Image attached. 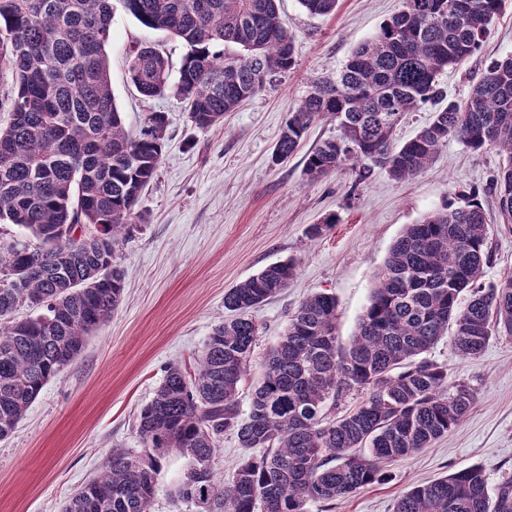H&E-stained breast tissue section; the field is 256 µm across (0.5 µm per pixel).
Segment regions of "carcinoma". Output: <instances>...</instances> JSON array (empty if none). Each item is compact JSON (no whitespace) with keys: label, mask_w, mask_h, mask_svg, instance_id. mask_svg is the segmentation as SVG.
<instances>
[{"label":"carcinoma","mask_w":512,"mask_h":512,"mask_svg":"<svg viewBox=\"0 0 512 512\" xmlns=\"http://www.w3.org/2000/svg\"><path fill=\"white\" fill-rule=\"evenodd\" d=\"M120 2L186 49L174 81L161 50L136 45L130 84L146 98L179 95L200 130L294 68L277 0ZM298 2L329 17L339 0ZM502 4L402 0L335 77L313 85L272 154L286 161L312 123L330 118L338 134L306 156L307 177L348 169L364 181L381 168L405 182L454 137L504 156L490 188L495 213L473 198L406 225L345 347L336 343V298L305 297L245 411L239 390L258 336L248 313L288 287L296 263L275 262L229 289L224 308L236 317L212 329L194 372L167 367L139 414L141 448L112 449L104 473L62 512H151L159 459L172 450L188 460L175 495L197 512H310L388 481L385 464L432 447L460 423L474 393L448 390V369L423 354L449 332L464 358L494 336H512V275L483 282L486 225H512V55L492 60L466 98L436 110L413 138L397 145L394 136L408 113L443 100L438 77L481 49ZM112 10V0H0V70L14 79L10 121L0 128V224L30 236L0 235V275L16 284L0 288V439L119 306L126 274L116 248L163 159L165 114H148L133 135L115 101L106 53ZM21 307L37 315L18 319ZM351 391L365 394L361 404L332 414ZM226 432L264 453L244 457L224 481L213 465ZM394 512H512V476L491 488L480 467L466 468L410 487Z\"/></svg>","instance_id":"cac0c4a2"}]
</instances>
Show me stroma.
Masks as SVG:
<instances>
[{
  "label": "stroma",
  "instance_id": "stroma-1",
  "mask_svg": "<svg viewBox=\"0 0 512 512\" xmlns=\"http://www.w3.org/2000/svg\"><path fill=\"white\" fill-rule=\"evenodd\" d=\"M279 5L294 37V69L225 113L223 124L201 131L181 98H142L126 74L129 53L141 42L154 44L179 69L181 42L143 27L115 4L106 46L112 92L130 129H138L147 113H165V153L141 196L143 218L129 226L117 252L127 273L120 305L45 385L15 431L0 440V512H61L75 491L104 470L110 450L138 447L141 409L169 365L194 368L214 326L230 316L224 307L229 288L277 261L298 263L288 288L251 312L260 335L241 385L246 395L288 313L308 294L335 296L336 334L348 343L374 274L405 225L445 205H463L472 193L493 210L490 187L501 156L471 150L454 138L405 183L382 169L360 183L348 171L308 179L305 157L337 134L335 122L326 119L309 127L288 162L273 163L289 112L316 82L334 75L399 10L401 0H339L336 13L325 18L310 16L298 0ZM509 55L512 0H505L480 51L440 75L447 99H464L489 61ZM332 213L337 224L310 238V225ZM487 237L492 257L484 280L494 283L512 275V232L491 224ZM427 357L447 365L449 385L474 392L471 408L432 447L392 463L387 483L360 489L330 512H393L412 485L472 466L481 467L492 485L512 475V337H494L479 356L464 358L447 336ZM186 470L177 453L161 458L153 512H194L172 498Z\"/></svg>",
  "mask_w": 512,
  "mask_h": 512
}]
</instances>
